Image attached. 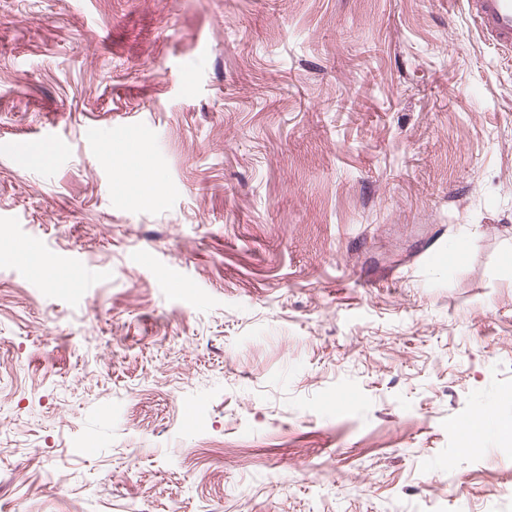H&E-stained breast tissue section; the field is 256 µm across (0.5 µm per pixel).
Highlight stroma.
Masks as SVG:
<instances>
[{
    "mask_svg": "<svg viewBox=\"0 0 512 512\" xmlns=\"http://www.w3.org/2000/svg\"><path fill=\"white\" fill-rule=\"evenodd\" d=\"M48 130L0 149V505L512 512V443L459 449L512 420V63L462 0H0V142Z\"/></svg>",
    "mask_w": 512,
    "mask_h": 512,
    "instance_id": "stroma-1",
    "label": "stroma"
}]
</instances>
